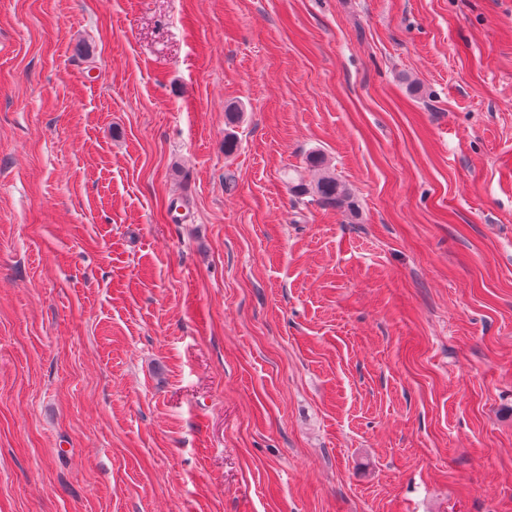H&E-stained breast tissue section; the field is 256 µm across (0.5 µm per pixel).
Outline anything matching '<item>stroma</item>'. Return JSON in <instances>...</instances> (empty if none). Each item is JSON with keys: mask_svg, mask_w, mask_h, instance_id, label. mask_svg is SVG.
Masks as SVG:
<instances>
[{"mask_svg": "<svg viewBox=\"0 0 512 512\" xmlns=\"http://www.w3.org/2000/svg\"><path fill=\"white\" fill-rule=\"evenodd\" d=\"M0 512H512V0H0ZM309 164L321 170V176L311 188L325 206L342 207L350 200L351 194L345 184L330 171L321 154H310Z\"/></svg>", "mask_w": 512, "mask_h": 512, "instance_id": "1", "label": "stroma"}]
</instances>
